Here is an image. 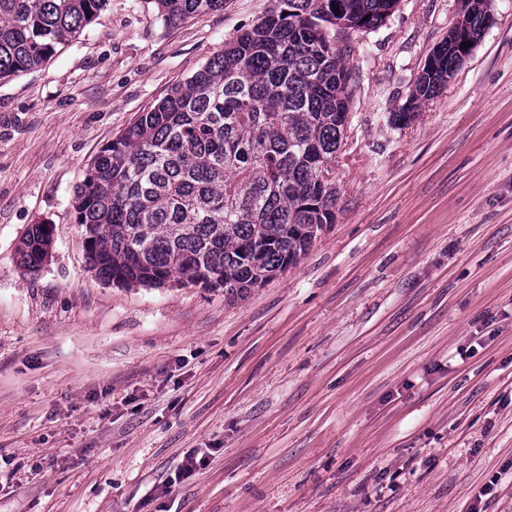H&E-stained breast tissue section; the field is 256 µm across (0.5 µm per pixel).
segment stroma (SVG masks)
<instances>
[{"label":"stroma","instance_id":"1","mask_svg":"<svg viewBox=\"0 0 512 512\" xmlns=\"http://www.w3.org/2000/svg\"><path fill=\"white\" fill-rule=\"evenodd\" d=\"M276 5L168 25L108 0L0 79V512H512V0L400 128L461 0L337 32L358 80L336 221L295 266L239 298L87 266L94 158ZM34 224L54 243L28 273ZM54 228L50 224H34L18 250L19 264L27 272L39 271L50 252Z\"/></svg>","mask_w":512,"mask_h":512}]
</instances>
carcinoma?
I'll use <instances>...</instances> for the list:
<instances>
[{
	"instance_id": "1",
	"label": "carcinoma",
	"mask_w": 512,
	"mask_h": 512,
	"mask_svg": "<svg viewBox=\"0 0 512 512\" xmlns=\"http://www.w3.org/2000/svg\"><path fill=\"white\" fill-rule=\"evenodd\" d=\"M106 0H0V78L42 66ZM176 25L224 0H155ZM185 83L141 113L97 155L74 195L90 270L126 288H222L239 297L295 265L336 221L333 174L356 85L355 47L325 27L371 30L398 0H278ZM463 33L477 43L487 0H462ZM443 39L405 103L409 123L457 74ZM54 228L34 224L18 250L39 271Z\"/></svg>"
}]
</instances>
